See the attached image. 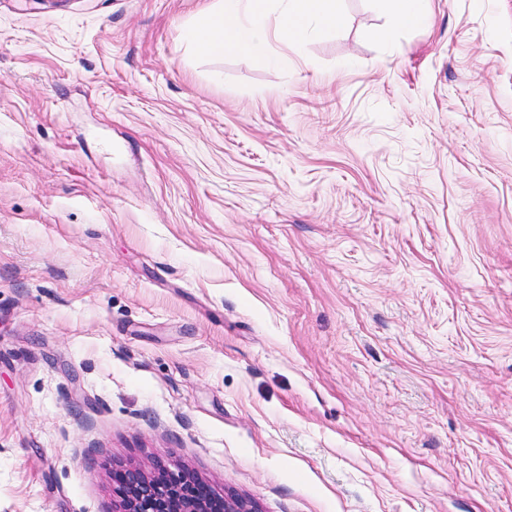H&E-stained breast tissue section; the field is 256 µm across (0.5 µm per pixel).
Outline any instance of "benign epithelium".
Wrapping results in <instances>:
<instances>
[{"label":"benign epithelium","instance_id":"1","mask_svg":"<svg viewBox=\"0 0 512 512\" xmlns=\"http://www.w3.org/2000/svg\"><path fill=\"white\" fill-rule=\"evenodd\" d=\"M125 476L127 488L113 512H255L253 506L234 496H199L186 490L194 477L184 470L132 468Z\"/></svg>","mask_w":512,"mask_h":512}]
</instances>
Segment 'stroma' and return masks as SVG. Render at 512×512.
Wrapping results in <instances>:
<instances>
[{"label":"stroma","mask_w":512,"mask_h":512,"mask_svg":"<svg viewBox=\"0 0 512 512\" xmlns=\"http://www.w3.org/2000/svg\"><path fill=\"white\" fill-rule=\"evenodd\" d=\"M216 2L0 0V512H512V0ZM269 0H220L200 23L188 31L199 55L221 56L224 51L262 55L270 45ZM282 11L274 29L275 38L295 46L315 27H338L345 23L341 0H280ZM393 17L402 24L422 22L429 10L427 0H384ZM124 474L128 487L113 512H255L253 506L234 496H199L196 491H186L195 479L184 470L132 468Z\"/></svg>","instance_id":"stroma-1"}]
</instances>
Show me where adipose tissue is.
Wrapping results in <instances>:
<instances>
[{
  "label": "adipose tissue",
  "mask_w": 512,
  "mask_h": 512,
  "mask_svg": "<svg viewBox=\"0 0 512 512\" xmlns=\"http://www.w3.org/2000/svg\"><path fill=\"white\" fill-rule=\"evenodd\" d=\"M277 24L269 22V0H221L188 31L197 54L220 56L224 51L262 55L271 40L295 46L316 27L344 24L341 0H281Z\"/></svg>",
  "instance_id": "1"
}]
</instances>
